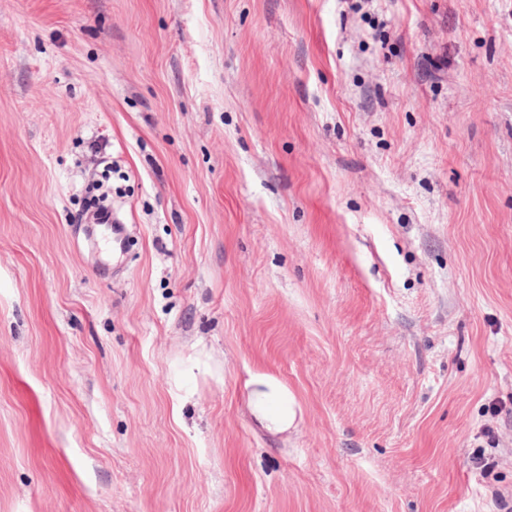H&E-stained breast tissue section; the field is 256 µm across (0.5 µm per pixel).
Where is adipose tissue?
Returning <instances> with one entry per match:
<instances>
[{
  "mask_svg": "<svg viewBox=\"0 0 512 512\" xmlns=\"http://www.w3.org/2000/svg\"><path fill=\"white\" fill-rule=\"evenodd\" d=\"M247 408L255 425L278 435L288 431L297 417L298 404L287 384L276 376L257 372L247 381Z\"/></svg>",
  "mask_w": 512,
  "mask_h": 512,
  "instance_id": "obj_1",
  "label": "adipose tissue"
}]
</instances>
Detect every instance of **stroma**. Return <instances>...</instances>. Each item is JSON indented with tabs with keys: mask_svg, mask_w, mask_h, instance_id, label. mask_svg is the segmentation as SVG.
I'll return each instance as SVG.
<instances>
[{
	"mask_svg": "<svg viewBox=\"0 0 512 512\" xmlns=\"http://www.w3.org/2000/svg\"><path fill=\"white\" fill-rule=\"evenodd\" d=\"M500 496L512 0H0V512ZM246 388L247 408L253 423L272 435L288 432L299 409L288 385L267 372H255L247 381Z\"/></svg>",
	"mask_w": 512,
	"mask_h": 512,
	"instance_id": "35a3bbf8",
	"label": "stroma"
}]
</instances>
